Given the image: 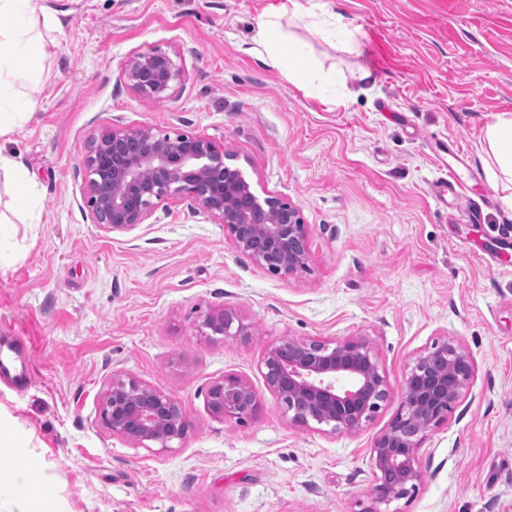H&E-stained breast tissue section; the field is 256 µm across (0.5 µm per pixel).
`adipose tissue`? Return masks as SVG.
I'll list each match as a JSON object with an SVG mask.
<instances>
[{
    "label": "adipose tissue",
    "instance_id": "ef3b65f1",
    "mask_svg": "<svg viewBox=\"0 0 512 512\" xmlns=\"http://www.w3.org/2000/svg\"><path fill=\"white\" fill-rule=\"evenodd\" d=\"M2 17L9 18L10 24L0 27V137L34 112L36 104L22 95L20 83L39 72L48 47L44 32L62 25L47 0H0ZM287 17L306 18L311 34L341 39L348 47L355 41V30L341 14L327 13L318 4L304 5L302 0H283L258 25L254 41L262 62L287 74L306 96L323 98L327 83L316 75L308 42L284 27ZM485 139L501 172L496 183L504 193L503 201L512 206V110L497 115L486 128Z\"/></svg>",
    "mask_w": 512,
    "mask_h": 512
}]
</instances>
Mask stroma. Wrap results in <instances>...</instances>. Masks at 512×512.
<instances>
[{
    "label": "stroma",
    "mask_w": 512,
    "mask_h": 512,
    "mask_svg": "<svg viewBox=\"0 0 512 512\" xmlns=\"http://www.w3.org/2000/svg\"><path fill=\"white\" fill-rule=\"evenodd\" d=\"M277 2L48 0L63 26L40 83L21 87L38 107L0 138L36 183L0 260V339L27 344L35 366L28 385L0 381V500L12 512L43 489L50 512H359L410 364L446 341L469 350L475 377L419 449L418 491L393 507L512 512V249L496 243L512 207L494 198L483 224H462L432 193L448 165L470 202L491 191L484 131L512 108V0H323L359 30L349 53L297 23L343 80L323 100L252 51ZM155 47L184 70L163 102L121 76L124 60ZM361 68L373 83L356 80ZM115 124L222 142L257 194L298 206L307 268L256 267L187 200L103 231L83 200V164L93 135ZM221 308L251 336H200ZM289 337L366 341L393 399L353 435L293 425L259 368ZM116 370L183 406L181 448L155 454L101 425ZM228 374L257 394L246 423L208 410L209 385Z\"/></svg>",
    "instance_id": "35a3bbf8"
}]
</instances>
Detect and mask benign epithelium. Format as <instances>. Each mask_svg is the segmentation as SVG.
Returning <instances> with one entry per match:
<instances>
[{
	"label": "benign epithelium",
	"instance_id": "7a95c632",
	"mask_svg": "<svg viewBox=\"0 0 512 512\" xmlns=\"http://www.w3.org/2000/svg\"><path fill=\"white\" fill-rule=\"evenodd\" d=\"M121 75L138 95L159 102L182 69L168 52L152 48L130 55ZM224 158V144L208 137L112 126L92 138L84 159V203L93 223L114 233L146 223L166 200L187 199L224 225L234 248L257 267L279 276L305 268L308 229L298 207L280 194L257 196L242 170ZM199 333L244 338L251 327L223 309L207 314ZM261 370L293 424L324 425L334 434L360 432L392 398L379 359L363 340L288 338L266 352ZM474 376L473 357L452 342L416 356L398 410L371 448L372 491L361 512H383L381 506L417 492L423 480L418 450L448 421ZM207 403L223 421L243 422L259 408L250 383L232 374L210 385ZM98 413L112 436L160 454L176 450L190 430L178 401L123 371L112 372Z\"/></svg>",
	"mask_w": 512,
	"mask_h": 512
}]
</instances>
